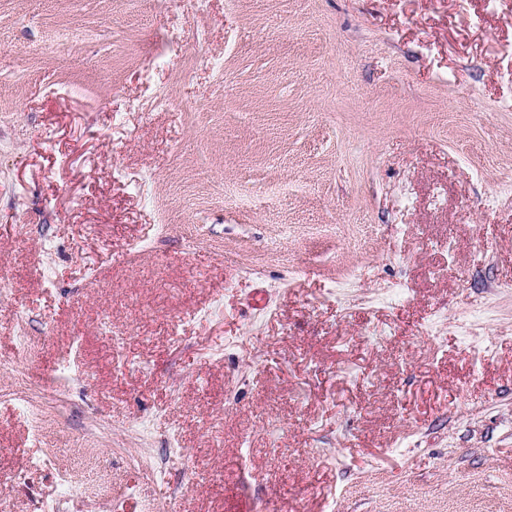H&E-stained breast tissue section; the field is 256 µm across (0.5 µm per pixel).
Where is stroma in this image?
I'll return each mask as SVG.
<instances>
[{
	"label": "stroma",
	"instance_id": "obj_1",
	"mask_svg": "<svg viewBox=\"0 0 512 512\" xmlns=\"http://www.w3.org/2000/svg\"><path fill=\"white\" fill-rule=\"evenodd\" d=\"M0 269V512H512V0H0ZM34 385L35 383L30 380V382H25L24 385L20 384L12 387L8 390V394L17 397L24 403L27 415L31 422L33 434L38 438L43 425L49 421V415L46 408L43 406L44 404L37 401L27 388V386L31 388ZM84 467H73L61 474L63 485L72 495L88 498L106 496L112 497V477L101 475L95 481H89L83 476Z\"/></svg>",
	"mask_w": 512,
	"mask_h": 512
}]
</instances>
